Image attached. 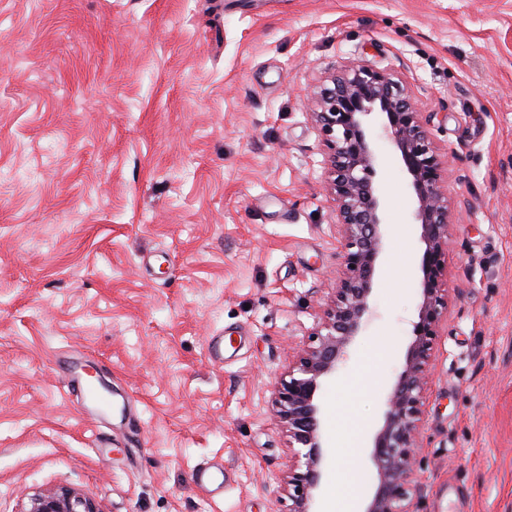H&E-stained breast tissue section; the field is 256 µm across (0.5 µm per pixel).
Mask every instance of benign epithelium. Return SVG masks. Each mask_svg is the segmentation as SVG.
<instances>
[{
    "label": "benign epithelium",
    "mask_w": 512,
    "mask_h": 512,
    "mask_svg": "<svg viewBox=\"0 0 512 512\" xmlns=\"http://www.w3.org/2000/svg\"><path fill=\"white\" fill-rule=\"evenodd\" d=\"M313 101L324 135L328 185L336 201L341 262L333 298L321 308L309 342L295 349L275 387L276 416L293 448L283 487L290 502L288 512H315L313 505L327 474L316 394L374 315L372 295L384 245L385 200L375 182L382 159L369 126L373 114L380 115L382 136L409 175L413 217L424 250L417 283L418 320L412 324L402 369L387 395L383 425L372 439L370 459L378 484L363 512H412L427 365L448 305L441 288L449 233L442 162L430 142L423 113L407 87L386 71L363 66L344 69L319 87ZM24 512L104 509L73 488L54 486L33 495Z\"/></svg>",
    "instance_id": "7a95c632"
}]
</instances>
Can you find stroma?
<instances>
[{"label": "stroma", "instance_id": "35a3bbf8", "mask_svg": "<svg viewBox=\"0 0 512 512\" xmlns=\"http://www.w3.org/2000/svg\"><path fill=\"white\" fill-rule=\"evenodd\" d=\"M356 65L407 82L448 193L413 507L512 512V0H0V512L49 486L106 512H288L274 387L339 265L311 96ZM377 149L375 316L319 391L321 491L345 472L363 500L422 249ZM71 361L109 412L68 390Z\"/></svg>", "mask_w": 512, "mask_h": 512}]
</instances>
